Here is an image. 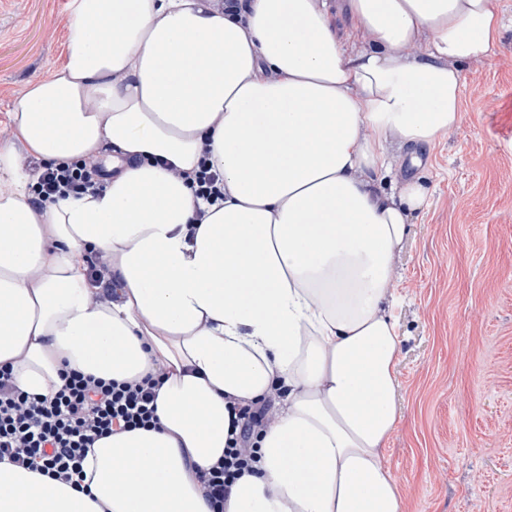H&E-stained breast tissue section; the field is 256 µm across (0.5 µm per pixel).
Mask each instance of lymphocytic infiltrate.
Returning a JSON list of instances; mask_svg holds the SVG:
<instances>
[{
    "instance_id": "f902f5d3",
    "label": "lymphocytic infiltrate",
    "mask_w": 512,
    "mask_h": 512,
    "mask_svg": "<svg viewBox=\"0 0 512 512\" xmlns=\"http://www.w3.org/2000/svg\"><path fill=\"white\" fill-rule=\"evenodd\" d=\"M36 182L37 206L102 189L93 159L74 162L27 160ZM62 387L52 397H35L17 388L10 369L0 368V460L82 486L84 461L96 439L120 430L152 427L156 421V380L106 381L79 371L61 374ZM239 435L209 471L201 473L214 512H224L234 482L252 472L257 458L251 437L258 412L242 408Z\"/></svg>"
}]
</instances>
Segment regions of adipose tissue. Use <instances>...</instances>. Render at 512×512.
<instances>
[{
  "label": "adipose tissue",
  "mask_w": 512,
  "mask_h": 512,
  "mask_svg": "<svg viewBox=\"0 0 512 512\" xmlns=\"http://www.w3.org/2000/svg\"><path fill=\"white\" fill-rule=\"evenodd\" d=\"M65 66L11 108L36 158L112 156L98 195L33 205L0 144V366L40 397L69 367L152 376L156 426L95 441L88 491L0 461V512H212L232 404L274 398L259 470L224 512H402L394 261L416 180L399 150L462 120L463 63L499 46L493 0H72ZM208 164L224 198L196 197ZM207 213L195 223L197 210ZM109 257L97 299L84 257Z\"/></svg>",
  "instance_id": "ef3b65f1"
}]
</instances>
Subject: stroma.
<instances>
[{
  "label": "stroma",
  "instance_id": "35a3bbf8",
  "mask_svg": "<svg viewBox=\"0 0 512 512\" xmlns=\"http://www.w3.org/2000/svg\"><path fill=\"white\" fill-rule=\"evenodd\" d=\"M71 0H0L10 105L66 63ZM496 53L461 67L463 119L401 173L428 190L396 257L398 426L382 453L404 512H512V0Z\"/></svg>",
  "mask_w": 512,
  "mask_h": 512
}]
</instances>
